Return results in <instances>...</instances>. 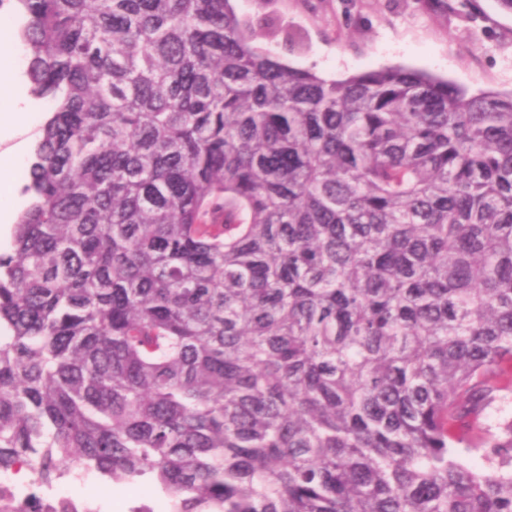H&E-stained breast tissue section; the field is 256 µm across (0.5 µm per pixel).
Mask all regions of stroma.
<instances>
[{"mask_svg": "<svg viewBox=\"0 0 512 512\" xmlns=\"http://www.w3.org/2000/svg\"><path fill=\"white\" fill-rule=\"evenodd\" d=\"M236 12L267 27L261 47L326 78L401 66L468 90L512 91V12L497 0H233ZM86 475L77 484L100 512H131L161 498L149 480L112 485Z\"/></svg>", "mask_w": 512, "mask_h": 512, "instance_id": "1", "label": "stroma"}]
</instances>
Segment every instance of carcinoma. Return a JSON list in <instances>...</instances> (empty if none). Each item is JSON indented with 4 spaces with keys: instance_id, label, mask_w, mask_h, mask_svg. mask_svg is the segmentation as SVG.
Masks as SVG:
<instances>
[{
    "instance_id": "obj_1",
    "label": "carcinoma",
    "mask_w": 512,
    "mask_h": 512,
    "mask_svg": "<svg viewBox=\"0 0 512 512\" xmlns=\"http://www.w3.org/2000/svg\"><path fill=\"white\" fill-rule=\"evenodd\" d=\"M13 2L47 115L0 253V473L512 512V417L482 422L512 391V92L326 79L230 0Z\"/></svg>"
}]
</instances>
